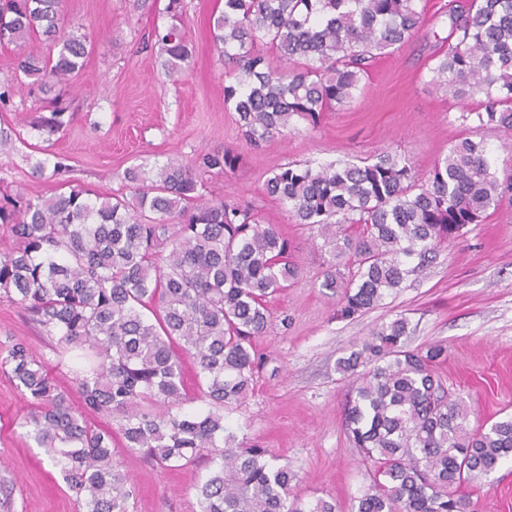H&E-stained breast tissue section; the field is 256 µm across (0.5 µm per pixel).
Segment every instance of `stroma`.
Listing matches in <instances>:
<instances>
[{
    "label": "stroma",
    "instance_id": "1",
    "mask_svg": "<svg viewBox=\"0 0 512 512\" xmlns=\"http://www.w3.org/2000/svg\"><path fill=\"white\" fill-rule=\"evenodd\" d=\"M447 2L430 0L422 36L376 59L350 106L325 110L314 128L296 122L288 134L255 150L242 140L235 113L224 107V86L233 76L209 28L211 14L223 10L224 0H185L184 29L193 52L188 66L172 78L164 74L159 47L148 40L155 28L171 22L167 0H147L142 8L134 0H63L64 29L88 37L84 66L66 92L74 119L53 136L41 134L31 123L42 113V103L23 91L6 115L22 139L0 154V195L51 197L75 184L119 193L127 189L126 170L141 163L173 156L193 160L224 149L238 155L233 171L200 173V193L250 201L261 223L277 225L290 239V259L300 275L269 298L272 322L254 340L262 368L253 392L226 420L245 444L289 464L294 495L336 502L341 512H348L369 477L346 434L350 385L337 361L397 315L410 321L411 347L435 342L447 347L448 358L438 370L449 391L464 396L471 426L512 416L511 199L442 248L434 264L411 276L382 306L344 318L340 295L321 282L330 264L346 266L348 257L335 259L321 251L315 229L294 223L287 206L265 192L269 172L287 162L328 163L383 153L409 159L419 178H429L437 159L465 134L455 121L458 103L431 85L428 72L435 45L448 35L440 14ZM53 154L65 157L69 172L57 182L32 178V165ZM18 340L48 361L70 406L81 409L69 363L55 360L51 341L37 324L0 298V352ZM29 410L11 379L0 373V481L12 489L10 512H82L58 469L25 437L22 423ZM112 463L134 491L129 512H199L194 485L208 473L207 462L163 467L124 447L118 437ZM462 492L470 512H512V461Z\"/></svg>",
    "mask_w": 512,
    "mask_h": 512
}]
</instances>
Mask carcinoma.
<instances>
[{
	"label": "carcinoma",
	"instance_id": "1",
	"mask_svg": "<svg viewBox=\"0 0 512 512\" xmlns=\"http://www.w3.org/2000/svg\"><path fill=\"white\" fill-rule=\"evenodd\" d=\"M62 0H0V42L23 48L17 69L28 95L48 114L33 127L49 135L73 120L61 93L84 64L87 37L59 26ZM172 23L153 37L167 74L191 59L184 0H168ZM448 50L432 56L430 83L460 105L465 127L512 133V0H448ZM425 0H224L210 19L213 40L234 81L224 107L235 112L254 148L298 119L314 126L329 107L350 105L371 62L418 37ZM38 35L58 47L42 55ZM270 45L281 65L257 50ZM14 85L0 81V112L13 107ZM483 97L480 107L467 101ZM229 150L193 162L170 157L126 171L129 195H97L75 186L45 198L0 197V298L23 306L58 357L76 354L75 382L87 411L118 421L124 447L179 468L200 457L211 468L196 485L200 512H336V503H304L291 493L288 465L238 440L224 412L252 392L261 368L252 338L271 321L267 298L297 279L290 244L262 224L245 200L203 199L196 171L236 167ZM68 171L57 157L38 160L33 177ZM297 224L317 228L322 248L351 254L348 272L332 265L321 287L341 292V315L372 309L438 252L482 222L512 192L499 178L493 150L466 136L416 182L408 159L389 153L355 162L284 163L265 182ZM358 224V237L345 225ZM409 321L382 324L360 351L339 360L353 378L345 423L370 483L350 512H467L463 485L512 460V416L468 428L464 398L448 394L435 366L440 344L407 345ZM196 362L203 414L187 401L178 350ZM368 369L358 374L361 365ZM32 408L26 436L59 467L84 512H129L133 491L112 466V431L73 410L47 365L18 340L0 353Z\"/></svg>",
	"mask_w": 512,
	"mask_h": 512
}]
</instances>
